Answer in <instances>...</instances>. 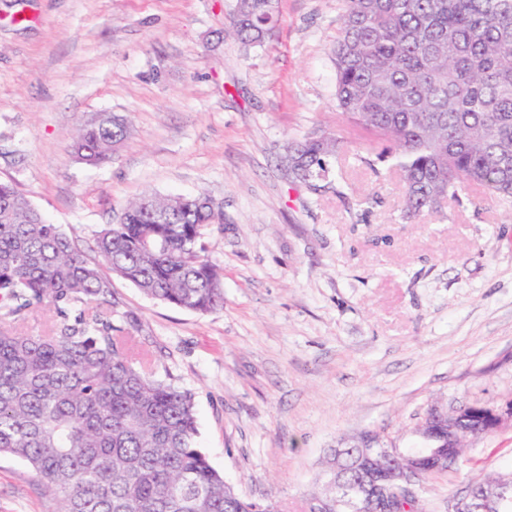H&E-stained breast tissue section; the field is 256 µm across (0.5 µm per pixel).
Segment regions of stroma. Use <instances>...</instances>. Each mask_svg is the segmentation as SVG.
Returning a JSON list of instances; mask_svg holds the SVG:
<instances>
[{
	"mask_svg": "<svg viewBox=\"0 0 512 512\" xmlns=\"http://www.w3.org/2000/svg\"><path fill=\"white\" fill-rule=\"evenodd\" d=\"M234 0H0V181L97 260L95 239L148 193L208 195L204 230L224 306L197 314L113 277L117 322L156 375L193 392L196 446L240 494L307 512L332 448L380 428L412 446L433 404L512 399V223L462 192L408 222L395 157L330 160L298 182L289 142L354 131L334 107L336 0H278L276 28L243 45ZM122 116L106 163L76 160L79 121ZM512 465V426L470 439L426 479V512L470 476ZM21 460L0 455V512H58Z\"/></svg>",
	"mask_w": 512,
	"mask_h": 512,
	"instance_id": "1",
	"label": "stroma"
}]
</instances>
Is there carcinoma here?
Masks as SVG:
<instances>
[{"instance_id": "cac0c4a2", "label": "carcinoma", "mask_w": 512, "mask_h": 512, "mask_svg": "<svg viewBox=\"0 0 512 512\" xmlns=\"http://www.w3.org/2000/svg\"><path fill=\"white\" fill-rule=\"evenodd\" d=\"M332 49L336 110L398 159L404 216L438 212L475 186L512 218V0H339ZM276 11L236 0L229 22L261 45ZM125 119L82 122L76 157L97 166L127 135ZM361 145L312 133L288 146L305 183L329 177L327 159ZM205 196L150 194L129 202L97 237L102 261L146 295L199 314L224 307L202 229L220 221ZM112 280L10 182L0 181V454L27 463L60 512H278L238 494L195 446L193 394L153 372L135 322L113 319ZM47 307L37 335L18 328ZM461 428L491 435L474 403ZM349 479L357 451L334 449ZM383 512H423L387 489ZM512 512V487L492 501Z\"/></svg>"}]
</instances>
